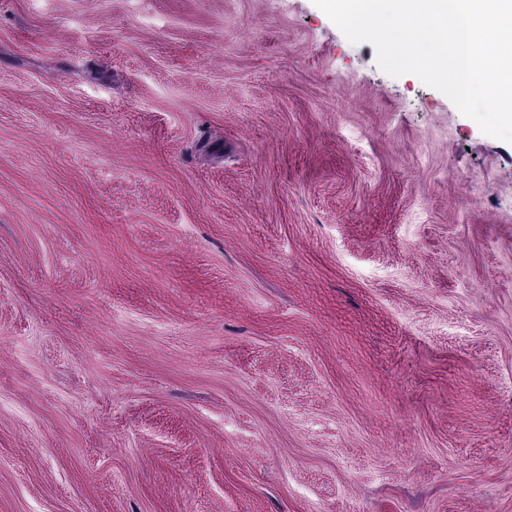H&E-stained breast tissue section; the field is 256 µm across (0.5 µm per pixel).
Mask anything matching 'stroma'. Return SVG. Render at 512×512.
Segmentation results:
<instances>
[{
	"instance_id": "obj_1",
	"label": "stroma",
	"mask_w": 512,
	"mask_h": 512,
	"mask_svg": "<svg viewBox=\"0 0 512 512\" xmlns=\"http://www.w3.org/2000/svg\"><path fill=\"white\" fill-rule=\"evenodd\" d=\"M0 512H512V143L312 0H0Z\"/></svg>"
}]
</instances>
